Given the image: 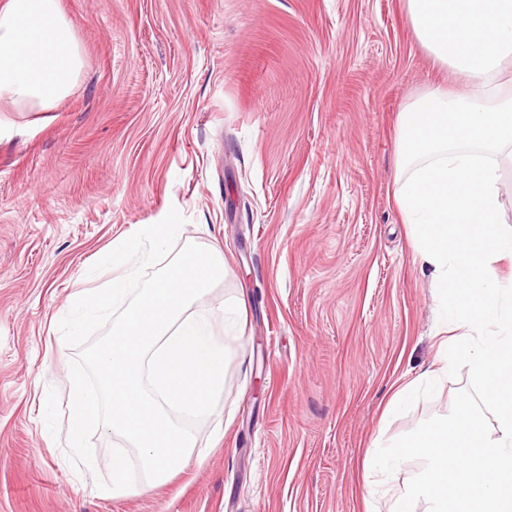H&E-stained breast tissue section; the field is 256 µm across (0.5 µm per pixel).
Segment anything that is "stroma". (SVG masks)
Wrapping results in <instances>:
<instances>
[{
    "label": "stroma",
    "mask_w": 512,
    "mask_h": 512,
    "mask_svg": "<svg viewBox=\"0 0 512 512\" xmlns=\"http://www.w3.org/2000/svg\"><path fill=\"white\" fill-rule=\"evenodd\" d=\"M83 61L45 110L0 102V512H367L363 457L449 413L468 373L389 413L436 369L442 321L394 202L399 116L461 80L405 0H59ZM177 208L222 254L201 300H246L195 461L110 495L118 435L68 458L76 352L58 328L102 252Z\"/></svg>",
    "instance_id": "1"
}]
</instances>
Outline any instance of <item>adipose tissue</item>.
<instances>
[{"label":"adipose tissue","instance_id":"1","mask_svg":"<svg viewBox=\"0 0 512 512\" xmlns=\"http://www.w3.org/2000/svg\"><path fill=\"white\" fill-rule=\"evenodd\" d=\"M82 59L58 0L0 5V99L49 108L69 92Z\"/></svg>","mask_w":512,"mask_h":512}]
</instances>
